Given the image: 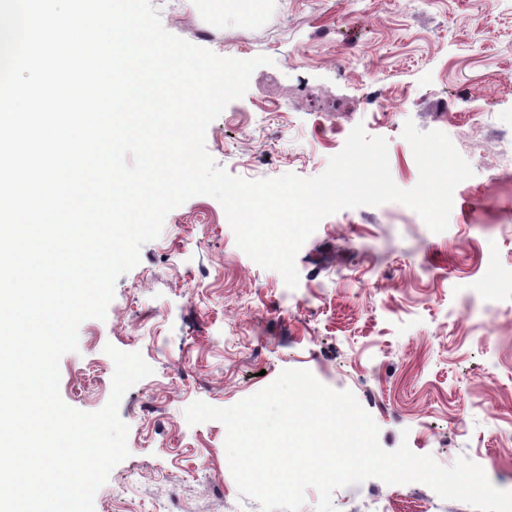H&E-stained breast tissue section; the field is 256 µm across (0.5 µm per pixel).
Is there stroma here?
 Here are the masks:
<instances>
[{
  "label": "stroma",
  "mask_w": 512,
  "mask_h": 512,
  "mask_svg": "<svg viewBox=\"0 0 512 512\" xmlns=\"http://www.w3.org/2000/svg\"><path fill=\"white\" fill-rule=\"evenodd\" d=\"M164 28L224 57H270L246 94L207 128L218 166L248 180L312 178L356 125L388 141L391 176L413 187L418 168L406 121L447 134L473 170L433 233L399 203L324 218L299 250L296 288L236 244L221 204L197 195L173 209L139 264L118 277L105 319L84 321L59 363V393L84 412L110 399L106 346L152 367L123 395L128 457L94 497L117 512H262L240 495L217 421L188 424L194 401L226 408L306 369L351 391L388 451L408 444L444 467L460 456L503 487L512 477V0H267L256 14L210 0H151ZM307 83L349 112L282 101L267 111L259 84ZM407 95L410 104L394 102ZM334 134H327V127ZM491 204L488 223L475 216ZM337 512H473L421 483L377 478L334 491Z\"/></svg>",
  "instance_id": "35a3bbf8"
}]
</instances>
